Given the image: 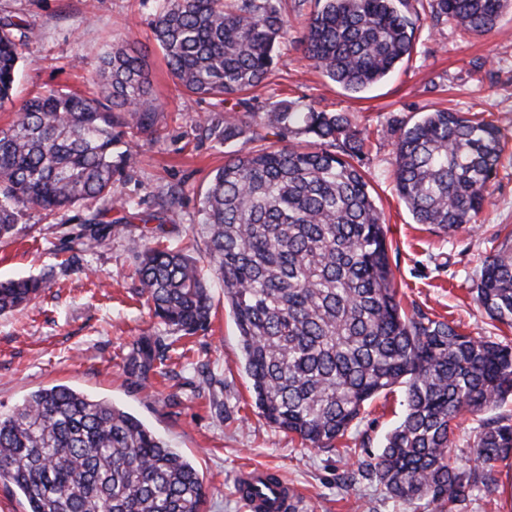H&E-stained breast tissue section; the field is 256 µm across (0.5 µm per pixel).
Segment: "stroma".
<instances>
[{
  "mask_svg": "<svg viewBox=\"0 0 512 512\" xmlns=\"http://www.w3.org/2000/svg\"><path fill=\"white\" fill-rule=\"evenodd\" d=\"M295 3L286 0L288 38L276 51L272 74L252 97L266 108L304 99L328 112L347 113L367 137L361 168L384 213L403 307H421L471 335L512 344V330H495L472 292L489 239L502 225L512 226V11L499 30L474 35L451 23L433 26L431 0H422L411 59L370 90L350 93L303 56L296 40L306 11ZM152 12L153 0H0V16L11 15L39 33L23 49L14 101L0 108V126L10 122L16 105L47 90L95 94L99 56L108 46L127 42L138 43L147 55L157 105L152 131L136 139L138 167L120 180L111 204L112 217L123 218L124 224L82 265L63 263L60 242L78 229L64 214L48 217L26 210L17 239L0 243V280L35 275L46 282L41 296L25 309L0 316V411L53 385L110 400L195 465L208 488L204 512H251L236 488L241 473L254 467L280 475L295 512H439L427 499L411 505L389 499L357 473L358 456L376 453L402 417V388L385 391L367 405L337 453L302 445L261 416L219 283L211 285L210 328L175 343L168 377L143 381L126 373L133 343L166 333L133 288L135 245L148 230L142 215H155L166 241L203 255L200 194L210 173L242 146L238 139L216 145L197 138V125L223 112L224 104L178 88L153 40ZM438 107L491 115L505 142L499 176L477 218L481 229L472 234L447 236L416 223L390 178L391 124L413 122ZM172 190L178 202L161 206V195ZM125 197L139 201L138 217L124 219ZM206 363L217 375L211 384L196 372ZM218 401L226 406L221 416L214 410ZM460 512H512V463L498 464L491 490L475 491Z\"/></svg>",
  "mask_w": 512,
  "mask_h": 512,
  "instance_id": "1",
  "label": "stroma"
}]
</instances>
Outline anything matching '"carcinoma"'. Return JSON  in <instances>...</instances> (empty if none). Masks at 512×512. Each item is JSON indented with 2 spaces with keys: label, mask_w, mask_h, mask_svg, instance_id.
Returning a JSON list of instances; mask_svg holds the SVG:
<instances>
[{
  "label": "carcinoma",
  "mask_w": 512,
  "mask_h": 512,
  "mask_svg": "<svg viewBox=\"0 0 512 512\" xmlns=\"http://www.w3.org/2000/svg\"><path fill=\"white\" fill-rule=\"evenodd\" d=\"M299 38L304 56L350 93L384 80L416 50L410 0H314ZM154 40L179 86L218 97L224 112L200 136L244 144L216 169L200 197L202 259L160 241L135 246L137 293L168 332L205 331L209 281L240 336L242 364L260 414L312 447L334 450L376 395L404 388L405 411L383 448L357 472L390 498L429 499L448 512L492 482L512 459V346L465 334L460 325L397 299L385 218L361 169L364 133L342 113L303 100L261 111L249 91L270 74L288 35L281 0H154ZM512 0H432L437 23L484 35ZM34 31L0 19V107L13 101L19 40ZM102 97L52 90L27 101L0 129V242L19 233L24 207L74 212L70 261L112 234L99 206L115 176L136 164L116 149L125 130L155 123L150 69L131 44L100 57ZM273 136L269 146H249ZM395 190L419 224L444 234L479 229L476 218L499 174L500 127L476 114L427 112L392 130ZM303 137L299 149L288 139ZM474 281L493 321L512 325V232L495 234ZM43 279L0 282V315L34 299ZM166 336H143L126 372L146 378L169 359ZM478 418L481 464L452 461L456 421ZM0 482L27 512H202L203 479L192 463L136 416L65 385L40 389L0 413Z\"/></svg>",
  "instance_id": "1"
}]
</instances>
